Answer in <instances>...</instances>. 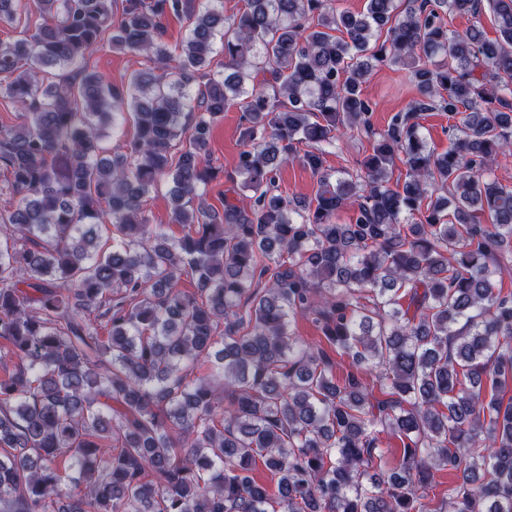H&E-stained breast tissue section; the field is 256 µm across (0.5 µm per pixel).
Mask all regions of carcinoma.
<instances>
[{
	"label": "carcinoma",
	"instance_id": "cac0c4a2",
	"mask_svg": "<svg viewBox=\"0 0 512 512\" xmlns=\"http://www.w3.org/2000/svg\"><path fill=\"white\" fill-rule=\"evenodd\" d=\"M32 4L0 42V512H512V186L492 176L512 156V0H122L116 24L117 0ZM485 8L497 39L448 30ZM168 15L188 22L176 55ZM107 45L149 66L116 86L90 65ZM374 62L419 92L381 133ZM230 105L245 193L218 217L193 200ZM354 129L364 170L326 169ZM295 159L317 176L304 207L276 185ZM164 183L179 236L146 222ZM390 437L401 463L377 479ZM421 132L427 139L428 147L435 153L448 150L451 140L448 136V113L427 112L422 120Z\"/></svg>",
	"mask_w": 512,
	"mask_h": 512
}]
</instances>
